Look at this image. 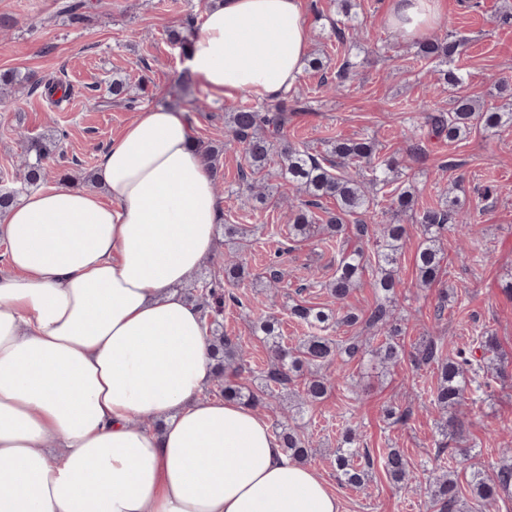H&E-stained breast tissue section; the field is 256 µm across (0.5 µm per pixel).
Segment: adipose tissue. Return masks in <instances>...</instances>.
Listing matches in <instances>:
<instances>
[{
    "label": "adipose tissue",
    "mask_w": 512,
    "mask_h": 512,
    "mask_svg": "<svg viewBox=\"0 0 512 512\" xmlns=\"http://www.w3.org/2000/svg\"><path fill=\"white\" fill-rule=\"evenodd\" d=\"M440 18V0H391L388 23L413 39ZM311 41L301 0H213L184 66L211 97L275 99ZM193 142L178 114L144 108L95 189L0 212V512H341L263 417L206 394L210 342L178 288L220 204Z\"/></svg>",
    "instance_id": "ef3b65f1"
}]
</instances>
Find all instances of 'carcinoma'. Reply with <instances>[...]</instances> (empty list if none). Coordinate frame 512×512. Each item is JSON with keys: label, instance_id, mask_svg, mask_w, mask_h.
<instances>
[{"label": "carcinoma", "instance_id": "obj_1", "mask_svg": "<svg viewBox=\"0 0 512 512\" xmlns=\"http://www.w3.org/2000/svg\"><path fill=\"white\" fill-rule=\"evenodd\" d=\"M345 21L343 27L336 28L339 42L348 41L350 31L357 29V17L350 14L348 0H341ZM463 42L450 36L426 39L418 43L417 55L443 66L439 70L440 79L451 86L463 82L462 74L452 67L455 58L460 55ZM426 113V124L436 136L450 141L460 140L480 125L486 129L512 127V108L504 106L485 108L469 95L456 96L448 113L429 112L428 105L420 104ZM286 119L281 106L275 104L257 108L249 103L239 105L228 113L224 121L225 132L242 146L244 167L241 170L239 188L249 193L259 203H266L272 194L264 193L265 180L274 158H279V187L276 192L280 198L287 196L288 190L306 196L299 205L291 209L289 215V238L298 241L309 239L320 232L336 239V270L332 280L325 285L329 297L338 309L344 311L341 322L356 325L360 315L344 309V304L358 279L366 270L373 273V287L379 296V303L367 316L365 323L384 334V341L369 351L365 343L354 340L345 345L334 342L323 335L335 313L329 307L313 308L296 303L288 307L289 316L308 330L300 344L288 348L280 341L278 327L274 319L268 317L260 321L259 330L271 342L274 361L266 375L265 396L249 395L236 384L224 385V396L236 400H246L254 407H270L277 398L278 387L301 376L303 369L309 370V376L302 380L299 397L302 404L308 405L321 401L331 386V379L319 373L340 360L348 362L358 355L371 352L382 365L395 364L405 352L395 340L400 328L391 320V307L396 297L399 281L396 277L397 265L403 243L409 235V225L401 223L400 216L415 212V196L411 190L397 185L398 162L392 157L376 156L375 142L370 138L343 139L332 144L323 154H311L307 149L288 143L285 137ZM48 148L43 141H29L23 159V181L34 185L45 179L44 160ZM389 189L390 203L388 212L391 218L384 222L376 221L377 207L380 202L368 188ZM332 199L335 209L323 208V200ZM458 198L445 200L438 208H430L418 214L416 227L420 233V246L417 256L419 283L429 286L439 275L443 253L441 241L448 228L456 224ZM315 208L324 209L326 219L319 223L313 212ZM357 217L356 224L350 226L347 219ZM375 238V250L368 255L363 249L364 241ZM224 273L228 282L239 283L251 276L245 262L232 260L224 264ZM201 305L217 315L224 309V294L212 286L205 287L201 294ZM213 356L217 360L218 372L230 369L237 374L245 365V350L230 337L224 335L223 323L213 319L208 326ZM483 350L481 359L460 352L457 359L441 360L438 348L430 342L416 348L415 361L422 364H437L439 387L433 396V404L441 409L446 418L439 425L438 445L448 446V438L458 435L456 418L453 412L465 401L467 390L477 393L481 383L477 380L479 372L495 361L497 344L492 336L481 337ZM273 434L288 456L304 461L308 457L306 441L292 427L276 423ZM344 448L336 449V471L339 479L346 485L360 487L365 484L368 470L373 466L370 455L360 448L354 428L345 429ZM386 472L397 483L410 480L411 471L407 458L398 449H391L382 459ZM472 492L484 505L493 507L512 496V463L497 467L496 479L489 480L479 472L472 474ZM432 506L438 512H461L459 485L454 474L444 473L433 482L431 488Z\"/></svg>", "mask_w": 512, "mask_h": 512}]
</instances>
